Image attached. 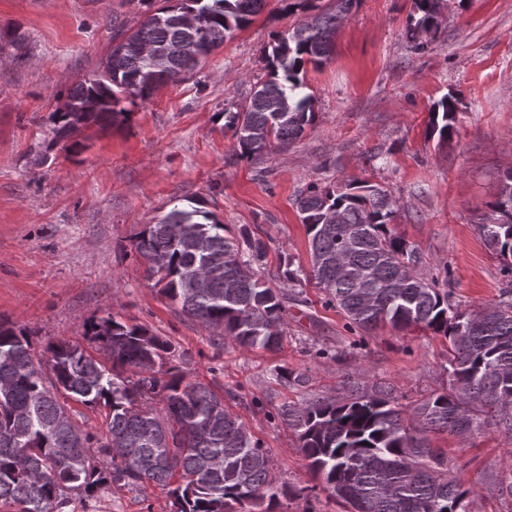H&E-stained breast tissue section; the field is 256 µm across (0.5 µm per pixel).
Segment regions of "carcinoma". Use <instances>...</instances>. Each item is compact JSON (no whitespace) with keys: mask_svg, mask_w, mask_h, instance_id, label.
<instances>
[{"mask_svg":"<svg viewBox=\"0 0 512 512\" xmlns=\"http://www.w3.org/2000/svg\"><path fill=\"white\" fill-rule=\"evenodd\" d=\"M303 15L275 33L263 48L267 79L243 102L224 109V128L239 155L258 158L286 148L315 119L312 96L301 94L307 66L330 58L336 33L358 0H336L321 11L303 0ZM444 0H413L407 38L422 48L435 36ZM148 8L133 30L113 19L119 42L102 71L78 81L53 113L55 139L82 129L105 128L125 113L121 103L146 100L224 45L258 14L265 0H128ZM458 99L433 104L428 135L446 143L455 131ZM481 225L487 248L512 259V168ZM308 236L309 268L285 255L280 284L263 270L268 244L247 227L226 235V225L200 202L173 208L146 224L131 241L147 278L181 313L244 348L280 350L288 301L314 283L325 304L361 333L389 324L422 328L448 339V387L412 408L381 383L347 381L336 398H303L281 406L315 480L348 506V512H468L473 486L448 476L441 449L428 434L464 438L492 429L512 438V298L470 313L419 274L421 252L396 234V200L369 180L311 185L295 199ZM85 335L97 355L78 344H47V360L34 361L28 331L0 319V504L16 512H60L72 491L92 494L112 484L130 490L168 489L171 512H277L293 490L278 483L269 449L224 398L187 380L171 364L176 347L138 324L109 315ZM279 382L304 387L308 379L286 368ZM84 406L106 409L108 430L93 435L71 419L59 393ZM161 395L160 409L148 403ZM156 457L143 473L133 462ZM494 490L512 497V466L497 473Z\"/></svg>","mask_w":512,"mask_h":512,"instance_id":"cac0c4a2","label":"carcinoma"}]
</instances>
